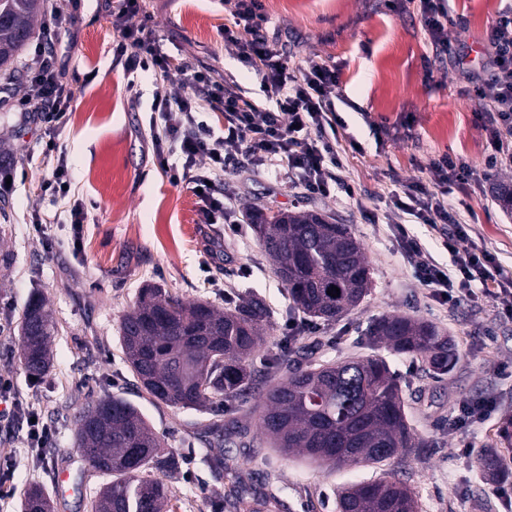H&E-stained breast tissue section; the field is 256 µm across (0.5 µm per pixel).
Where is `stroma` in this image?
<instances>
[{
  "instance_id": "obj_1",
  "label": "stroma",
  "mask_w": 512,
  "mask_h": 512,
  "mask_svg": "<svg viewBox=\"0 0 512 512\" xmlns=\"http://www.w3.org/2000/svg\"><path fill=\"white\" fill-rule=\"evenodd\" d=\"M77 23L64 37L58 59L74 103L59 145L68 161L70 196L88 206L74 226L66 204L40 198V184L53 160L44 153L43 126L26 121L16 107L19 92L0 99V167L15 181L0 212V376L11 379L28 410L51 424L55 438L43 455L28 448L25 433L0 421V457L13 471L0 480V512H23L26 492L40 486L53 512H91L107 478L93 470L75 445V418L88 400L118 394L141 409L147 422L182 459L167 478L172 512H217L226 482L203 461L208 450L198 436L218 420L254 426L256 396L218 414L152 403L136 386L118 341L122 316L146 282L176 293L183 301L203 300L227 309L247 288L272 308L267 342L253 369L262 381H281L264 366L280 338L295 328L299 345H313L325 360L370 355L362 334L368 321L405 314L431 321L452 337L459 356L446 375L433 376L422 364L390 358L398 372L404 409L417 438L430 442L422 456L395 466L414 488L419 512H512V500L493 495L495 480L478 465L480 454L497 449L512 483V321L495 316L490 302L458 309L429 294L412 276L393 234L400 217L388 207L391 191L421 178L423 168L442 154L483 169L489 152L476 118L481 106L467 93L468 74L481 72L488 35L512 0H447L448 43L465 55L463 67L438 61L422 29L416 0H262L267 37L290 53L291 65L326 63L342 72L336 110L346 122L345 137L358 143L343 178L357 195L307 198L288 177L244 167L228 174L224 188L236 200L237 229L202 224L194 194L169 182L148 147L155 96L186 92L176 71L140 79L130 96V73L112 63L113 32L105 0H56ZM164 53L173 61L207 66L258 91L254 73L225 44L221 30L232 18L224 0H145ZM388 129L376 140L372 125ZM512 181V167L496 170L482 189L452 185L448 197L477 243L488 246L504 275L512 278V214L492 194L494 182ZM309 209L349 227L369 262L373 286L359 306L332 325L290 311L285 288L275 277L248 223L247 209ZM40 211L42 232L29 219ZM51 309L58 333L50 372L35 380L19 360V329L32 296ZM496 396L499 409L484 423L454 427L462 405ZM239 465L257 488L279 495L289 512H336L335 489L382 476L386 467L356 468L305 463L263 442L240 449ZM65 481H58V473Z\"/></svg>"
}]
</instances>
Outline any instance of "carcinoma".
Returning a JSON list of instances; mask_svg holds the SVG:
<instances>
[{
    "mask_svg": "<svg viewBox=\"0 0 512 512\" xmlns=\"http://www.w3.org/2000/svg\"><path fill=\"white\" fill-rule=\"evenodd\" d=\"M42 0H0V71H8L33 34ZM261 247L284 284L291 309L327 325L351 313L372 282L364 252L344 224L313 210L248 213ZM340 294H327L331 287ZM270 318L265 300L251 289L239 304L219 310L207 302L186 303L168 289L147 284L119 324L128 367L156 404L207 411L255 391L252 358L265 345ZM57 326L44 302L33 297L23 314L20 361L32 377L52 367ZM367 343L390 355L420 361L438 375L457 362L450 338L433 323L389 314L370 322ZM296 337L285 336L272 368L287 370L266 389L257 420L260 433L285 454L311 462L360 466L420 453L428 442L411 432L399 379L386 358L366 356L313 363L292 358ZM75 434L79 451L94 470L111 477L92 502V512H166L170 491L164 478L179 469V457L126 398L104 394L82 407ZM200 437L220 453L209 457L224 473L230 512H283L275 494H260L253 477L237 465L234 448H252L250 428L236 421L210 422ZM140 449L135 464L127 460ZM43 489L31 488L26 512H50ZM413 489L394 473L336 490V512H418Z\"/></svg>",
    "mask_w": 512,
    "mask_h": 512,
    "instance_id": "1",
    "label": "carcinoma"
}]
</instances>
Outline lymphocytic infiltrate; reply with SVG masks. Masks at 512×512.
I'll list each match as a JSON object with an SVG mask.
<instances>
[{
  "mask_svg": "<svg viewBox=\"0 0 512 512\" xmlns=\"http://www.w3.org/2000/svg\"><path fill=\"white\" fill-rule=\"evenodd\" d=\"M139 0H117L110 5L112 28L118 38L112 45V62L127 72H169L171 62L159 49L148 20L139 19ZM233 23L225 27V43L239 50V58L260 78V96L233 79L215 77L211 70L187 63L179 73L187 93L156 97L150 124L151 148L159 166L173 184L198 189L200 220L223 223L229 205L224 176L241 160H248L275 174L293 179L306 193L326 198L343 192L354 196L353 186L340 177L343 159L337 149L345 127L336 110L341 94L339 69L316 62L290 67L278 45L262 35L267 17L262 0H233ZM75 24L74 17L52 9L50 20L37 36L33 54L24 63L26 87L19 109L46 125L47 153L58 152L57 139L74 94L57 69V47ZM490 51L483 75L471 78L472 91L484 106L478 117L492 152L486 171H493L503 155L512 156V11L500 13L489 36ZM205 112L224 115L222 132L202 120ZM180 154L181 165L169 162ZM429 182L415 181L391 192L394 209L416 224L439 234L452 257L444 267L405 225L395 227L400 250L416 280L449 307L478 297L489 298L497 315L512 319V279L504 277L494 256L470 242L468 228L437 190L451 184L471 187L478 181L472 166L444 154L428 165ZM24 422L30 447L46 448L54 430L43 421H32L10 379L0 377V419Z\"/></svg>",
  "mask_w": 512,
  "mask_h": 512,
  "instance_id": "1",
  "label": "lymphocytic infiltrate"
}]
</instances>
